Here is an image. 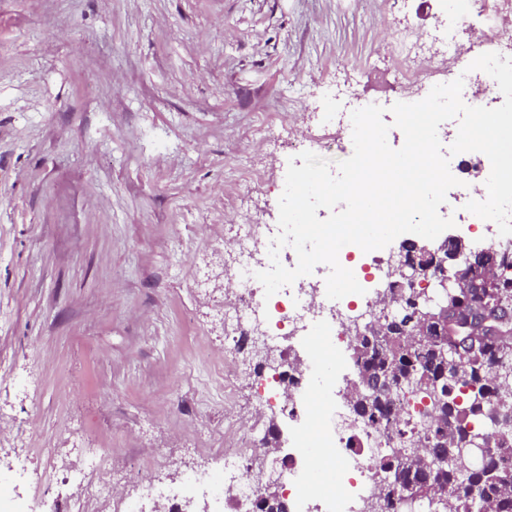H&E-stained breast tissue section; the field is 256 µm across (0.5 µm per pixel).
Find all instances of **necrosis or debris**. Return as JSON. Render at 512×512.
I'll list each match as a JSON object with an SVG mask.
<instances>
[{
  "instance_id": "necrosis-or-debris-1",
  "label": "necrosis or debris",
  "mask_w": 512,
  "mask_h": 512,
  "mask_svg": "<svg viewBox=\"0 0 512 512\" xmlns=\"http://www.w3.org/2000/svg\"><path fill=\"white\" fill-rule=\"evenodd\" d=\"M471 7V24L480 31L477 42L464 47L452 36L443 39L434 35L426 41L413 39L398 47L388 46L398 76H418L417 64L427 56L441 65L470 62L488 52L512 57V46H502L489 23L491 16L512 8V0H471ZM278 233L275 224L247 222L238 226L233 246L239 258L227 276L231 295L224 300V319L232 326L231 347L259 334L280 350V368L254 374L258 387L253 411L261 417L284 410L290 422L305 428L298 441L299 452L289 454L287 464L278 471L281 496L296 512H406V504L387 503L382 495V459L386 449L397 447V438L373 432L367 420L351 410L333 416L330 431L324 436L308 429L310 397L322 385H335L336 380L312 360L294 355L291 345L315 325H323L330 359L344 363L361 329V315L379 302L382 291L372 282L383 273L389 258L375 251L363 252L353 244L344 249V256L355 260L351 270L357 282L366 288L362 295L331 300L325 289L307 290L295 282L268 298L255 274L270 268L268 252ZM237 435L238 446L224 451L223 481H214L209 469L200 465L185 473L176 491L145 477L132 497L113 496L104 485L91 495L108 512H143L144 502L166 500L175 493L185 498L206 494L216 512H254L265 483L263 472L253 466L261 449L253 428L238 430ZM314 442L321 449L316 458L306 451ZM319 460L330 463L340 476L333 492H322L307 479L309 469Z\"/></svg>"
}]
</instances>
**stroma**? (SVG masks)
<instances>
[{"mask_svg": "<svg viewBox=\"0 0 512 512\" xmlns=\"http://www.w3.org/2000/svg\"><path fill=\"white\" fill-rule=\"evenodd\" d=\"M444 0H0V467L73 512L129 461L221 471L251 378H216L237 226L327 98L395 97L390 39ZM27 448L26 459L14 447ZM111 448L80 479L83 448ZM67 470L41 483L40 449Z\"/></svg>", "mask_w": 512, "mask_h": 512, "instance_id": "35a3bbf8", "label": "stroma"}]
</instances>
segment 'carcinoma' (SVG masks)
I'll return each instance as SVG.
<instances>
[{"label":"carcinoma","instance_id":"obj_1","mask_svg":"<svg viewBox=\"0 0 512 512\" xmlns=\"http://www.w3.org/2000/svg\"><path fill=\"white\" fill-rule=\"evenodd\" d=\"M505 263L489 283L483 259L467 269L469 288L448 296V326L444 336H427L415 348L404 338L421 314L417 299L404 301L408 310L382 313L375 330L360 336L353 348L357 368L352 386L353 410L383 434L399 436V447L385 454L384 470L399 474L400 483L385 484L388 500L429 502L431 512H512V468L500 456L512 453V323L502 320L494 306L512 303V273ZM465 344L456 356L442 354ZM403 387L391 397L380 396L369 384L378 376ZM410 393L429 400L434 418L425 424L428 449L421 451L402 421L390 423L395 399ZM507 399L490 405V398ZM498 444L480 468L470 464L467 450L477 439ZM450 453L448 467H437L432 456ZM263 512H288L276 488L264 490Z\"/></svg>","mask_w":512,"mask_h":512}]
</instances>
